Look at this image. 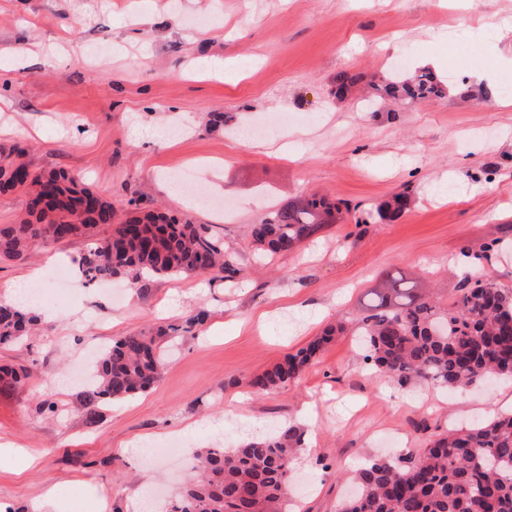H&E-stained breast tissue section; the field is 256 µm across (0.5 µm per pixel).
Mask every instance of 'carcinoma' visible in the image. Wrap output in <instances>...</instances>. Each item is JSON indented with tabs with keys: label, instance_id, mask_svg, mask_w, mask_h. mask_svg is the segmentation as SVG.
<instances>
[{
	"label": "carcinoma",
	"instance_id": "obj_1",
	"mask_svg": "<svg viewBox=\"0 0 512 512\" xmlns=\"http://www.w3.org/2000/svg\"><path fill=\"white\" fill-rule=\"evenodd\" d=\"M447 88L422 68L402 79L399 72L373 87L370 103L387 99L412 104L445 97ZM26 150L10 149L0 164V195H27L25 216L0 224V259L22 262L40 246L87 238L76 260L89 281L122 278L141 288L143 277L196 274L232 282L242 275L206 224L180 221L160 209L131 211L116 221L112 200L79 188L64 169L33 171ZM409 206L400 193L376 210L385 223L398 221ZM349 205L316 195L288 201L250 236L258 252L290 254L323 225L334 224ZM208 317L198 310L179 328L148 327L102 350L96 382L85 393L90 414L101 401L119 402L147 392L163 379L173 333L191 331ZM40 318L18 304L0 303V344L32 335ZM333 329L253 375L257 392L285 387L301 377L333 335ZM354 334L361 338L374 374L401 388L420 383L465 389L491 376H512V289L474 272L460 279L444 306L417 291L410 274L384 272L371 289ZM27 369L0 368V383L23 384ZM303 432L289 426L252 438L233 449L209 448L197 455L194 474L165 512H287L289 465L302 448ZM355 497L339 512H512V414L468 430H451L426 447L397 458L378 456L353 474Z\"/></svg>",
	"mask_w": 512,
	"mask_h": 512
}]
</instances>
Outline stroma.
I'll return each mask as SVG.
<instances>
[{
	"label": "stroma",
	"mask_w": 512,
	"mask_h": 512,
	"mask_svg": "<svg viewBox=\"0 0 512 512\" xmlns=\"http://www.w3.org/2000/svg\"><path fill=\"white\" fill-rule=\"evenodd\" d=\"M398 58L407 76L430 68L447 95L367 106ZM343 73L357 81L340 94ZM509 79L512 0H0V148L67 170L118 215L135 199L211 225L245 273L153 278L118 307L108 283L75 275L87 240L0 260V288L51 254L73 277L65 295L41 277L54 318L0 345V366L35 373L0 390V443L34 458L0 467V512H38L49 487L51 512H130L141 490L176 497L197 451L291 425L306 447L293 512H336L365 460L492 418L512 381L402 390L371 377L350 329L380 273L415 271L445 304L488 244L484 273L512 288ZM186 169L228 216L175 191ZM403 191L415 203L398 222L371 219ZM301 193L351 212L296 253L259 254L250 226ZM201 308L207 320L176 338L158 387L89 418L74 380L89 349ZM331 325L338 333L298 380L250 392L252 375ZM133 441L143 453L124 455Z\"/></svg>",
	"instance_id": "obj_1"
}]
</instances>
